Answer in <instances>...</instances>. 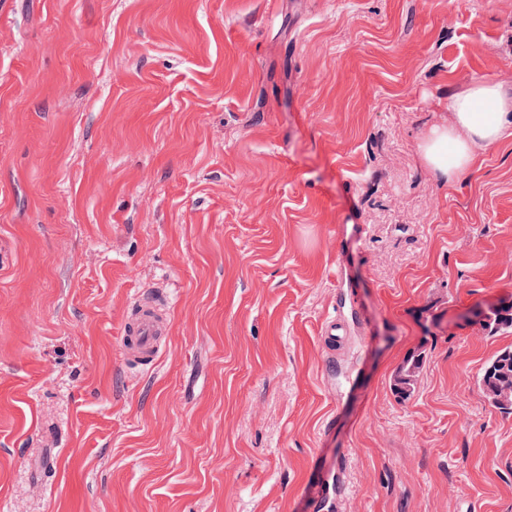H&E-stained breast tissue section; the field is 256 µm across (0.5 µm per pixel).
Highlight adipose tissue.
I'll list each match as a JSON object with an SVG mask.
<instances>
[{
	"instance_id": "adipose-tissue-1",
	"label": "adipose tissue",
	"mask_w": 512,
	"mask_h": 512,
	"mask_svg": "<svg viewBox=\"0 0 512 512\" xmlns=\"http://www.w3.org/2000/svg\"><path fill=\"white\" fill-rule=\"evenodd\" d=\"M450 109L451 122L430 128L420 145L424 164L448 182L474 166L480 147L512 137V94L477 82L454 95Z\"/></svg>"
}]
</instances>
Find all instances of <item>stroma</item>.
Segmentation results:
<instances>
[{
  "mask_svg": "<svg viewBox=\"0 0 512 512\" xmlns=\"http://www.w3.org/2000/svg\"><path fill=\"white\" fill-rule=\"evenodd\" d=\"M483 78L512 0H0V512H512V138L419 155ZM503 304L491 305V308L496 310H489L484 313L479 320V325L489 332L497 333L512 329V304L508 308H501ZM501 308V309H499ZM157 316L152 308L146 307L142 310L141 316L136 325L131 329V343L143 352L153 347L157 334ZM485 399L494 407L506 413H512V396L506 398L503 390L512 386V349L505 348L496 352L482 367L477 380ZM512 393V388L505 390ZM420 356L421 355L416 356L417 358L413 356L406 359L396 375L394 388L401 398L410 396L414 390L422 363ZM313 469L317 473V483L304 491L303 500L312 501L322 510L326 507H335L340 495V484L336 477V463L326 456L318 455L313 462Z\"/></svg>",
  "mask_w": 512,
  "mask_h": 512,
  "instance_id": "35a3bbf8",
  "label": "stroma"
}]
</instances>
